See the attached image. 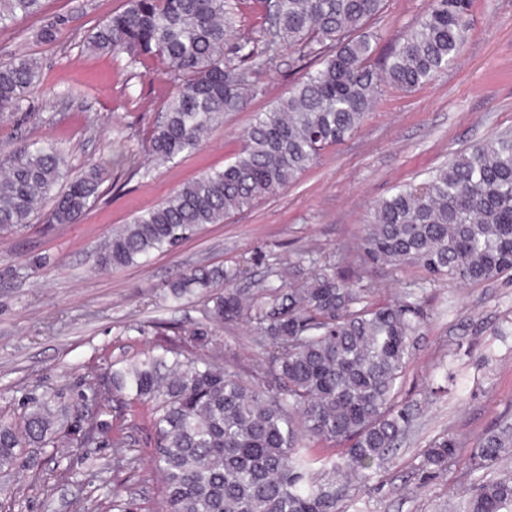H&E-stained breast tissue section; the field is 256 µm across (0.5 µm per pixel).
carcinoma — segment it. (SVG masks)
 I'll return each instance as SVG.
<instances>
[{"instance_id": "cac0c4a2", "label": "carcinoma", "mask_w": 512, "mask_h": 512, "mask_svg": "<svg viewBox=\"0 0 512 512\" xmlns=\"http://www.w3.org/2000/svg\"><path fill=\"white\" fill-rule=\"evenodd\" d=\"M385 0H269L262 48L238 32L228 0H126L99 23L86 46L124 57L131 68L158 60L174 90L146 150L170 162L197 149L226 112L258 94L256 77L286 46L318 63L265 111L224 169L202 174L164 202L135 214L99 248V264L119 268L172 251L207 224L276 193L311 169L321 152L363 125L382 86L412 90L450 66L468 31L470 0H431L377 67L361 30ZM42 0H0V28L38 14ZM41 66L26 55L0 60V118L39 86ZM63 157L48 142L24 141L0 158V234L27 226L53 200L47 224H76L110 171L88 163L62 192ZM364 251L376 262H414L432 277L482 283L512 274V133L460 153L422 187H399L373 207ZM224 269L200 268L170 285L168 299L212 303L209 318L231 323L251 310L243 293L223 288ZM336 271L318 269L299 288L265 289L258 312L269 380L253 386L224 369L209 326L166 337L112 369L107 389L148 411L162 512H342L344 479L380 466L412 424L393 399L419 329V309L364 302ZM22 425L0 417V470L23 448H112V463L135 459L122 426L86 414V399L58 406L50 396L23 403ZM344 446L337 457L312 445ZM449 435L426 450L441 470L454 459ZM512 456V430L488 434L470 457L484 470ZM464 512H512V473L481 481Z\"/></svg>"}]
</instances>
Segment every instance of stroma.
I'll use <instances>...</instances> for the list:
<instances>
[{
	"mask_svg": "<svg viewBox=\"0 0 512 512\" xmlns=\"http://www.w3.org/2000/svg\"><path fill=\"white\" fill-rule=\"evenodd\" d=\"M428 4L387 0L366 28L373 61ZM124 7L125 0H44L41 14L0 28V57L36 58L43 85L0 123V156L20 142L47 139L71 174L91 158L112 163L79 223L48 224L39 214L27 228L0 236V416L20 422L26 397L46 392L72 404L110 364L155 344L158 330L207 323L203 299L167 300L170 284L190 270L223 267L226 287L252 295L265 285L302 283L330 264L350 288H371L370 302L409 303L423 314L396 398L412 410L413 428L392 464L354 481L343 510L453 512L482 477L469 465L474 449L487 432L512 424V276L481 284L437 280L415 263H371L362 239L372 207L396 186L419 185L461 151L512 131V0H473L469 35L454 63L423 87H385L358 132L283 190L147 264L105 270L97 251L113 230L202 173L223 169L255 114L303 75L296 54L281 50L260 75V92L226 113L198 150L154 165L141 140L172 91L169 75L154 63L132 78L121 61L84 48L92 29ZM59 15L67 24L55 41H41V27ZM258 334L250 317L216 329L225 369L256 384L268 369ZM90 414L109 422L123 416L137 471L114 470L108 448L38 449L30 466L0 474V483L17 490L0 512H106L116 486L139 512H157L162 489L149 425L119 397L99 399ZM448 434L460 454L445 470L427 469L424 450Z\"/></svg>",
	"mask_w": 512,
	"mask_h": 512,
	"instance_id": "stroma-1",
	"label": "stroma"
}]
</instances>
